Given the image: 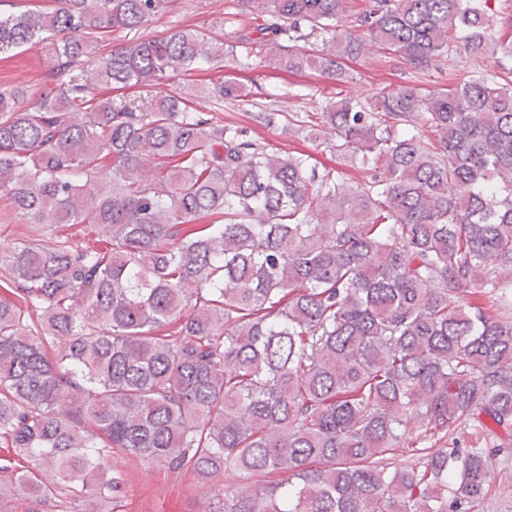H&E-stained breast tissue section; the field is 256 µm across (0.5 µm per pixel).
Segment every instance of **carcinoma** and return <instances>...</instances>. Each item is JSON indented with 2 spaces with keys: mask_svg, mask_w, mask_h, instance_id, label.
<instances>
[{
  "mask_svg": "<svg viewBox=\"0 0 512 512\" xmlns=\"http://www.w3.org/2000/svg\"><path fill=\"white\" fill-rule=\"evenodd\" d=\"M163 2L0 15V55L53 57L41 91L0 90L3 219L52 230L0 246V473L28 512L112 499L114 448L242 479L212 512H480L488 459L512 454V0H241L238 40L285 73L336 81L372 50L402 77L493 63L288 118L359 181L182 94L126 98L235 61L193 28L104 44ZM327 30L330 52L298 48ZM62 224L102 238L74 247ZM491 66V62L466 56L457 59L454 63H445L442 72L411 74L407 80L432 91L448 88L455 78H461L464 73L470 75L485 74L491 69Z\"/></svg>",
  "mask_w": 512,
  "mask_h": 512,
  "instance_id": "obj_1",
  "label": "carcinoma"
}]
</instances>
